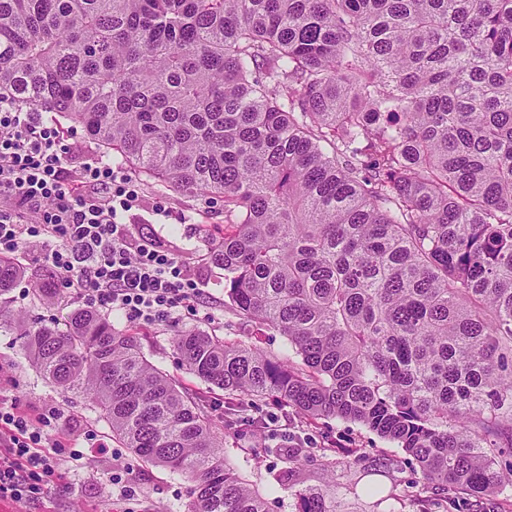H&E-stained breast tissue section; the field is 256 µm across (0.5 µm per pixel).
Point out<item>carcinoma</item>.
Returning a JSON list of instances; mask_svg holds the SVG:
<instances>
[{
    "mask_svg": "<svg viewBox=\"0 0 512 512\" xmlns=\"http://www.w3.org/2000/svg\"><path fill=\"white\" fill-rule=\"evenodd\" d=\"M2 96L224 202L227 312L288 348L182 331L189 373L362 425L422 494L512 485V0H0ZM24 276L0 257V295ZM3 330L122 447L194 482L192 512H268L128 331L84 308L0 312ZM294 486L290 467L272 490ZM294 496L336 512L334 489Z\"/></svg>",
    "mask_w": 512,
    "mask_h": 512,
    "instance_id": "obj_1",
    "label": "carcinoma"
}]
</instances>
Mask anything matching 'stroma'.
<instances>
[{
    "label": "stroma",
    "instance_id": "stroma-1",
    "mask_svg": "<svg viewBox=\"0 0 512 512\" xmlns=\"http://www.w3.org/2000/svg\"><path fill=\"white\" fill-rule=\"evenodd\" d=\"M142 201L126 216L134 235L152 233L164 237L188 263L204 290L199 315H182L161 325L137 326L144 356L175 377L187 392L203 395L205 408L223 422L224 454L234 471L268 499L269 512H299L297 499L288 492L271 493L275 475L286 470L284 457L270 455L255 460L250 450L269 439L271 430L295 434L304 455L296 470L299 487H324L336 480V512H420L415 461L396 444L367 428L340 418H305L273 399L245 404L242 396L212 389L182 367L173 347L175 334L199 330L229 339L244 335L237 319L224 308V271L210 260L209 238L224 221L222 206L210 207L200 197L179 194L147 178L139 180ZM39 247L21 252L26 274L8 295L10 315L32 320H60L79 302L68 290L54 300L38 293L52 280L50 269L39 259ZM0 395L21 410L41 416L50 408L60 414L55 428L70 439L83 457L59 460V476L46 486L39 500L30 502L28 512H189L192 484L161 466L141 462L129 449L112 439V432L91 400L81 393H64L40 375L24 353L16 336L0 332ZM275 417L274 429L261 425ZM122 468L137 495L121 498L109 476ZM376 487L373 495L364 486Z\"/></svg>",
    "mask_w": 512,
    "mask_h": 512
}]
</instances>
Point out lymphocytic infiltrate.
Instances as JSON below:
<instances>
[{"mask_svg":"<svg viewBox=\"0 0 512 512\" xmlns=\"http://www.w3.org/2000/svg\"><path fill=\"white\" fill-rule=\"evenodd\" d=\"M57 127L38 108L0 99V255L40 245L43 264L85 309L119 311L129 321L161 325L196 310L202 290L182 258L157 237H135L126 213L141 196L131 176L96 161L77 173L83 192L69 188ZM80 460V450L54 428L0 400V497L23 503L55 474L54 456Z\"/></svg>","mask_w":512,"mask_h":512,"instance_id":"f902f5d3","label":"lymphocytic infiltrate"}]
</instances>
